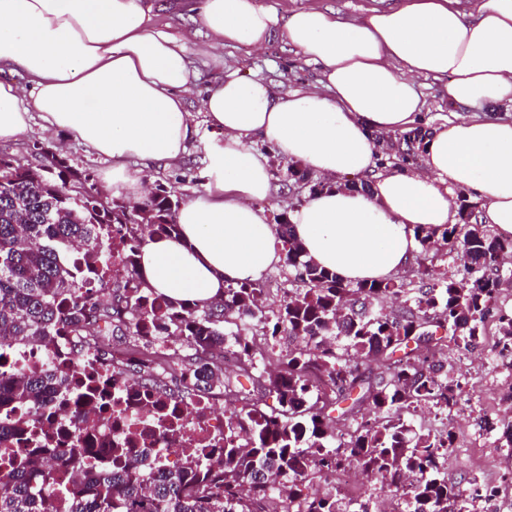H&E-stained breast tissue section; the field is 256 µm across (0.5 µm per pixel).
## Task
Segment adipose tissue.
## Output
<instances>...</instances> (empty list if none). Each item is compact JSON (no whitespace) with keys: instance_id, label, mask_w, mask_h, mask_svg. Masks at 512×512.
Segmentation results:
<instances>
[{"instance_id":"1","label":"adipose tissue","mask_w":512,"mask_h":512,"mask_svg":"<svg viewBox=\"0 0 512 512\" xmlns=\"http://www.w3.org/2000/svg\"><path fill=\"white\" fill-rule=\"evenodd\" d=\"M145 0H0V140L33 119L112 160L113 192L145 193L142 169L186 154L195 133L182 89L193 62L185 47L149 27ZM205 56L278 39L320 69L318 87L280 93L231 72L202 110L219 140L209 150L204 193L179 209L175 238L149 237L138 255L148 288L212 302L227 284L259 279L281 255L260 201L271 176L253 145L299 164L325 183L288 221L307 258L347 283L381 280L420 249L418 228L456 221L459 193L481 203L487 223L512 238V0H402L338 19L317 7L288 14L258 0H200ZM446 79L456 119L429 130L421 167L373 172L381 133H410L424 108L421 82ZM136 159L140 168L129 169Z\"/></svg>"}]
</instances>
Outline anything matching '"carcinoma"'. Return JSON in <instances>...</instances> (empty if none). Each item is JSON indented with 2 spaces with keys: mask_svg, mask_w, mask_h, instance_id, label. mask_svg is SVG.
<instances>
[{
  "mask_svg": "<svg viewBox=\"0 0 512 512\" xmlns=\"http://www.w3.org/2000/svg\"><path fill=\"white\" fill-rule=\"evenodd\" d=\"M89 180L60 152L38 168L0 156V347L48 345L67 325L80 346L97 348L99 337L123 329L132 341L117 357L122 373L182 396L217 383L240 404L224 411L218 470L187 458L146 480L145 468L127 463V449L114 448L107 469L86 485L70 484L65 464L86 452L76 440L56 470L7 462L0 512H365L329 491L304 494L325 473L350 468L396 493L403 512H475L481 486L466 495L442 472L453 433L414 432L411 420L459 403L448 350L475 348L489 318L498 317L502 349H512V313L498 306L512 239L490 233L463 203L457 223L417 231L416 266L405 274L349 284L306 257L285 215L277 234L295 287L278 308L265 309L260 279L230 283L222 299L201 305L148 290L139 268L145 237L177 234L174 191L160 184L144 203L114 199L106 207L85 188ZM67 185L84 193L66 197ZM143 212L152 223L126 239L123 227ZM87 242L94 248L81 258L91 264L107 257L109 245L121 248L120 279L109 283L100 270L93 282L77 275L68 249ZM449 261L462 266L460 277L448 274ZM110 284L106 304L98 291ZM146 336L176 338L194 353L149 351ZM283 338L288 348L271 369L266 360ZM228 356L238 373L220 382ZM52 385L47 373H0V410L36 416ZM476 421L512 447V417Z\"/></svg>",
  "mask_w": 512,
  "mask_h": 512,
  "instance_id": "1",
  "label": "carcinoma"
}]
</instances>
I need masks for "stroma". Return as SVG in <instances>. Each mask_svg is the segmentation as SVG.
Returning a JSON list of instances; mask_svg holds the SVG:
<instances>
[{"label":"stroma","mask_w":512,"mask_h":512,"mask_svg":"<svg viewBox=\"0 0 512 512\" xmlns=\"http://www.w3.org/2000/svg\"><path fill=\"white\" fill-rule=\"evenodd\" d=\"M260 4L285 12L300 6L316 4L332 10L342 18L355 17L369 6H388L396 0H259ZM151 7L149 24L153 30L163 32L184 43L193 56L197 78L187 92L184 104L197 129L187 154L177 164H157L148 175L151 184L171 187L180 201H188L201 193L209 176L207 154L214 135L201 108V100L208 88L214 86L230 72L248 78L257 77L270 83L276 91L286 92L316 84L319 69L305 60L282 41L275 40L261 51L254 52L237 46L225 48L221 59L199 55L198 48L205 42V32L196 20L194 7L197 0H148ZM60 150L71 166L90 175L89 184L102 190L103 176L112 168L110 160L97 156L70 134L48 135L40 120H33L29 128L17 139L0 140V155H23L32 165H40L47 152ZM272 173V191L261 203L269 223H277L283 211L294 209L305 201L310 192L308 183L288 176L287 161L269 156ZM498 339L496 324L488 326V341L472 351L449 352L448 360L454 366L467 406H458L448 413V427L455 434L454 446L449 450L446 471L449 481L468 488L471 480L479 483L503 485L512 474V451L502 448L497 435L478 430L476 413L499 417L501 401L512 392V372L498 366L494 344Z\"/></svg>","instance_id":"obj_1"}]
</instances>
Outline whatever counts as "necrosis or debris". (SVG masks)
Listing matches in <instances>:
<instances>
[{
    "label": "necrosis or debris",
    "instance_id": "obj_1",
    "mask_svg": "<svg viewBox=\"0 0 512 512\" xmlns=\"http://www.w3.org/2000/svg\"><path fill=\"white\" fill-rule=\"evenodd\" d=\"M0 364L47 369L68 382L67 389L50 390L33 427H25L28 414L22 408L0 417V437L7 439L13 459L58 468L59 451L77 428L90 452L70 467L75 482L111 462V449L119 443L130 448L129 463L153 472L189 455L212 465L222 460L224 414L213 395L179 398L142 388L99 352L76 350L70 330H61L48 348L34 342L12 349Z\"/></svg>",
    "mask_w": 512,
    "mask_h": 512
}]
</instances>
